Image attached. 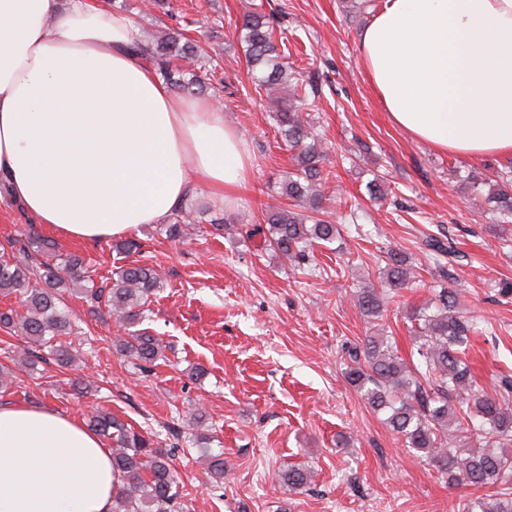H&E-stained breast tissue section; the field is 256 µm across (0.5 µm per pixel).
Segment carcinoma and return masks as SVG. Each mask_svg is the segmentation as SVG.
<instances>
[{
	"label": "carcinoma",
	"instance_id": "cac0c4a2",
	"mask_svg": "<svg viewBox=\"0 0 512 512\" xmlns=\"http://www.w3.org/2000/svg\"><path fill=\"white\" fill-rule=\"evenodd\" d=\"M245 45L252 82L276 104L272 113L282 141L293 151L294 171L280 186L288 206L266 212L264 224L246 231L251 239L259 234L269 249L282 260L303 264L315 244H331L340 237L339 225L320 218L329 197L321 190L328 182L324 173V140L314 131L308 113L306 75L295 70L280 54L274 38L275 19L261 11L244 14L237 26ZM134 49L152 64L161 78L187 95L214 90L224 83L206 68L208 55L199 42L184 30L170 28L148 42L138 41ZM501 217L512 218V167L495 172L485 182L474 180L473 191L482 194ZM198 207L194 200L184 203L169 217L163 232L170 239L187 235L195 223ZM428 258L439 277L448 279L456 251L443 237L430 234L424 241ZM10 247L22 257L0 261V296H14L20 307L0 310V330L21 333L25 339L19 359L33 366L44 359L41 352L61 367L77 362L79 354L67 340L73 332L66 295L81 296L91 306L107 308L109 315L129 327L115 337L112 346L139 370L166 360L167 345L150 329L152 298L163 284L161 273L148 265L120 267L112 282L96 285L84 261L75 255L49 263L41 260L55 251L54 244L38 237L15 239ZM382 282L394 293L410 286L417 272L401 249L386 251ZM386 297L375 285L361 288L357 305L361 314L377 320ZM408 320L413 332L411 356L407 361L394 350L389 337L375 333L348 351L352 365L346 378L369 405L385 415V424L420 453L450 485L477 489L491 487L512 471V374L503 373L492 390L480 386L466 360L471 337L479 332L473 317L458 307V293L443 287L437 294L413 308ZM89 426L111 441L112 473L119 477L112 512H189L187 494L172 467L170 453L154 446L121 417L104 409L89 415ZM210 478L224 479L223 453L206 456ZM288 486L310 485L311 471L292 466L285 473ZM456 512H512V488L464 499Z\"/></svg>",
	"mask_w": 512,
	"mask_h": 512
}]
</instances>
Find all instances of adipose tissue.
I'll return each mask as SVG.
<instances>
[{
    "mask_svg": "<svg viewBox=\"0 0 512 512\" xmlns=\"http://www.w3.org/2000/svg\"><path fill=\"white\" fill-rule=\"evenodd\" d=\"M99 0H0V176L39 223L101 242L165 223L195 186L234 206L243 136L175 94ZM358 51L390 121L512 161V0H384ZM110 450L44 406L0 404V512H112Z\"/></svg>",
    "mask_w": 512,
    "mask_h": 512,
    "instance_id": "ef3b65f1",
    "label": "adipose tissue"
}]
</instances>
